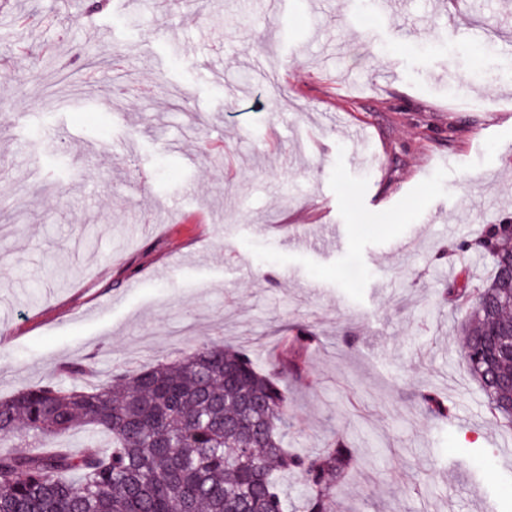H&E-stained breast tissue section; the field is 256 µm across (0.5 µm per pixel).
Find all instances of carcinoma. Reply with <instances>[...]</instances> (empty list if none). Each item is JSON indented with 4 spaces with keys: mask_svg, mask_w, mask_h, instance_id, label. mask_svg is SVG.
Listing matches in <instances>:
<instances>
[{
    "mask_svg": "<svg viewBox=\"0 0 512 512\" xmlns=\"http://www.w3.org/2000/svg\"><path fill=\"white\" fill-rule=\"evenodd\" d=\"M494 275L477 290L448 294L466 304L464 358L490 412L512 428V354L498 336L512 327V238L489 252ZM312 336H292L263 369L248 350L196 346L169 362L127 371L94 390L54 384L0 400V440L46 441L85 426L109 436L74 454L0 452V512H288L281 485L294 478L307 512L327 505L359 464L342 440L310 455L286 448L288 391ZM420 412L446 421L448 405L419 395Z\"/></svg>",
    "mask_w": 512,
    "mask_h": 512,
    "instance_id": "carcinoma-1",
    "label": "carcinoma"
}]
</instances>
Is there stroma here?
Listing matches in <instances>:
<instances>
[{
	"instance_id": "stroma-1",
	"label": "stroma",
	"mask_w": 512,
	"mask_h": 512,
	"mask_svg": "<svg viewBox=\"0 0 512 512\" xmlns=\"http://www.w3.org/2000/svg\"><path fill=\"white\" fill-rule=\"evenodd\" d=\"M372 2L0 0V399L302 327L288 442L368 462L331 512H512L442 293L512 224V0ZM418 407L420 412L430 420L447 421L451 416L448 405L431 391H425L419 395Z\"/></svg>"
}]
</instances>
